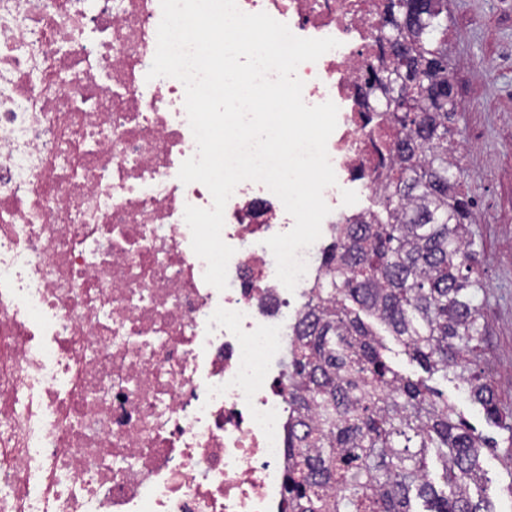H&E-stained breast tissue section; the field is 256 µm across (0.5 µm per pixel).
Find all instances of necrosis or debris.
Listing matches in <instances>:
<instances>
[{
	"label": "necrosis or debris",
	"mask_w": 512,
	"mask_h": 512,
	"mask_svg": "<svg viewBox=\"0 0 512 512\" xmlns=\"http://www.w3.org/2000/svg\"><path fill=\"white\" fill-rule=\"evenodd\" d=\"M0 0V512H287L285 369L323 244L295 289L265 239L293 218L239 183L204 280L183 184L185 87L147 79L160 0ZM337 48L297 69L333 102L323 236L386 179L366 112L383 0H237Z\"/></svg>",
	"instance_id": "necrosis-or-debris-1"
}]
</instances>
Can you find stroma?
Returning <instances> with one entry per match:
<instances>
[{
    "label": "stroma",
    "instance_id": "1",
    "mask_svg": "<svg viewBox=\"0 0 512 512\" xmlns=\"http://www.w3.org/2000/svg\"><path fill=\"white\" fill-rule=\"evenodd\" d=\"M448 53L484 283L482 347L500 402L512 405V0H448ZM431 384L477 432L500 438L455 381ZM482 466L481 496L495 512H512V466L491 456Z\"/></svg>",
    "mask_w": 512,
    "mask_h": 512
}]
</instances>
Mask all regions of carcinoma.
Segmentation results:
<instances>
[{"instance_id":"obj_1","label":"carcinoma","mask_w":512,"mask_h":512,"mask_svg":"<svg viewBox=\"0 0 512 512\" xmlns=\"http://www.w3.org/2000/svg\"><path fill=\"white\" fill-rule=\"evenodd\" d=\"M382 39L389 56L372 73L388 111L386 185L377 209L336 225L323 252L326 276L311 289L288 362V512H494L470 487L486 452L512 462V409L495 396L481 358L483 284L474 266L472 199L448 147L457 111L448 67V0H385ZM413 111L402 110L403 99ZM383 325L428 375L453 376L503 432L477 434L454 405L396 371L363 316ZM440 460L448 491L430 480Z\"/></svg>"}]
</instances>
